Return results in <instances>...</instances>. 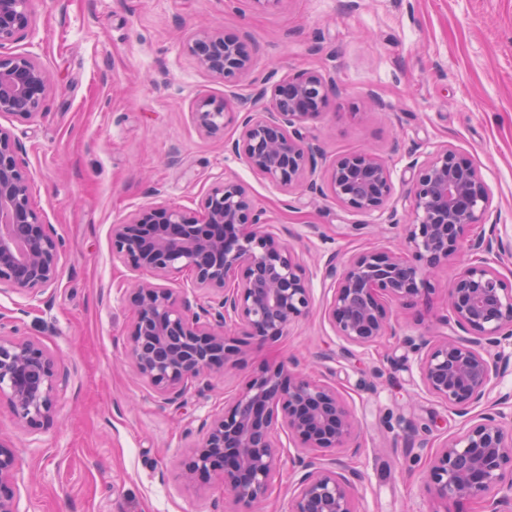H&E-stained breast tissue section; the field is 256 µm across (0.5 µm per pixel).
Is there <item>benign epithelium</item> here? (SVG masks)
Wrapping results in <instances>:
<instances>
[{
  "label": "benign epithelium",
  "instance_id": "benign-epithelium-1",
  "mask_svg": "<svg viewBox=\"0 0 512 512\" xmlns=\"http://www.w3.org/2000/svg\"><path fill=\"white\" fill-rule=\"evenodd\" d=\"M31 0H0V44L21 38L30 25ZM200 67L226 82L249 76L255 58L248 41L200 29L187 40ZM52 80L28 54L0 55V112L35 120ZM333 80L303 70L275 86L269 106L244 98L235 110L204 100L194 119L214 136L227 124L238 135L224 146L256 174L288 191L330 195L352 213L390 211L394 184L384 160L368 151L336 157L326 187L311 179L320 156L297 130L325 109ZM408 221L398 250L364 251L339 264L329 260L332 290L325 315L336 336L366 347L392 331L393 302L415 305L435 290L431 276L462 248L469 259L448 284L445 322L467 336H408L425 390L468 425L441 443L431 458L426 490L443 505L475 501L482 512H512V425L489 401L509 366L502 346L512 342V283L485 254L505 250L497 225L487 224L490 197L481 170L445 144L411 164ZM30 176L12 131L0 125V295L39 301L62 274L64 243L32 207ZM112 254L139 272L127 291L134 321L131 352L139 376L166 404H178L188 384L235 365L246 347L275 342L307 315L311 288L294 253L264 229L238 181L215 184L199 208L146 206L112 225ZM188 272L196 289L166 285ZM245 339L226 333L228 323ZM68 379L41 343L0 322V398L16 417L38 429L52 416L57 389ZM482 411L470 416L471 411ZM285 430L294 440L302 474L286 512H357L355 472L322 462L344 449L354 430L350 407L333 386L281 363L252 374L243 391L206 419L203 437L182 462L190 483L217 475L246 508L280 476ZM17 449L0 440V512H19Z\"/></svg>",
  "mask_w": 512,
  "mask_h": 512
}]
</instances>
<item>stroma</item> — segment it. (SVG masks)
Returning a JSON list of instances; mask_svg holds the SVG:
<instances>
[{
	"label": "stroma",
	"instance_id": "stroma-1",
	"mask_svg": "<svg viewBox=\"0 0 512 512\" xmlns=\"http://www.w3.org/2000/svg\"><path fill=\"white\" fill-rule=\"evenodd\" d=\"M31 24L6 54L34 56L54 87L33 121L0 113L23 147L30 200L65 243L59 283L43 300L0 295V317L45 346L71 373L52 420L32 431L0 401V438L18 450L20 512H240L218 477L186 484L182 459L204 419L255 371L287 360L344 395L357 429L337 465L358 472L360 512H435L425 476L433 451L464 420L427 394L407 335L445 333L443 291L393 304L403 332L350 347L326 316L331 255L389 250L399 228L347 211L331 196L273 186L193 120L205 98L237 104L301 70L336 82L324 112L300 127L322 158L370 151L388 161L395 201L410 163L448 143L481 170L491 219L512 236V0H32ZM247 37L258 84L227 83L186 50L197 28ZM242 182L262 218L301 259L309 314L279 341L251 348L222 376L192 385L182 408L164 404L128 352L136 273L113 258L111 228L136 210L197 208L222 179ZM283 477L252 512H285L294 443L279 433Z\"/></svg>",
	"mask_w": 512,
	"mask_h": 512
}]
</instances>
